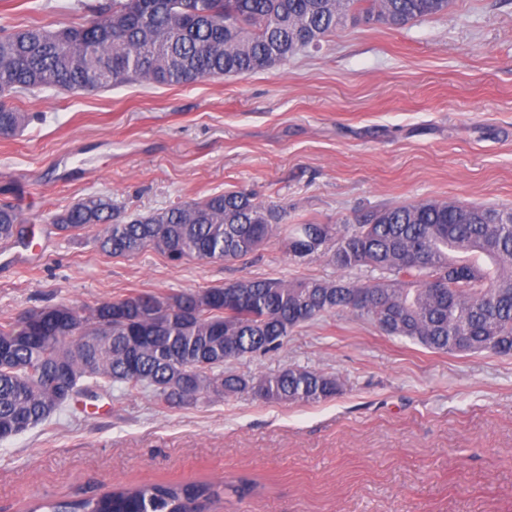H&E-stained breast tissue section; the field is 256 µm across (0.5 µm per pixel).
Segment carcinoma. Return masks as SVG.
<instances>
[{"label":"carcinoma","instance_id":"carcinoma-1","mask_svg":"<svg viewBox=\"0 0 512 512\" xmlns=\"http://www.w3.org/2000/svg\"><path fill=\"white\" fill-rule=\"evenodd\" d=\"M450 0H108L79 26H25L0 36V134L29 121L14 93L93 92L127 82L182 86L247 76L305 50L358 18L402 28L448 13ZM68 35L70 49L57 44ZM285 211L245 191L147 215L120 216L112 201L82 199L51 218L57 230L105 225L100 249L131 257L153 247L172 260L234 261L282 235L300 261L325 257L339 276L241 278L172 297L103 301L90 316L66 303L0 323V440L16 436L97 390L152 388L160 405L252 393L266 403H316L340 379L288 367L255 378L224 366L277 351L295 328L346 313L388 337L433 352L512 355V207L426 200L373 211L355 223L280 228ZM22 237L17 208L0 203V243ZM181 375L188 390H172ZM220 487L206 482L120 486L45 500L32 512H211Z\"/></svg>","mask_w":512,"mask_h":512}]
</instances>
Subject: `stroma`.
Instances as JSON below:
<instances>
[{
    "label": "stroma",
    "mask_w": 512,
    "mask_h": 512,
    "mask_svg": "<svg viewBox=\"0 0 512 512\" xmlns=\"http://www.w3.org/2000/svg\"><path fill=\"white\" fill-rule=\"evenodd\" d=\"M93 2L0 0V27L78 25ZM11 104L30 120L0 137V202L37 245H0V322L242 277L333 279L326 258L298 262L275 237L231 262L112 257L96 229L71 237L51 218L91 196L131 215L239 190L283 206L288 225L425 200L512 207V0H452L402 29L348 26L246 77L45 89ZM291 365L339 376L341 393L166 407L116 388L57 411L0 440V512L163 481L225 485L216 512H512V357L435 353L328 314L232 367ZM243 479L255 488L241 497Z\"/></svg>",
    "instance_id": "stroma-1"
}]
</instances>
